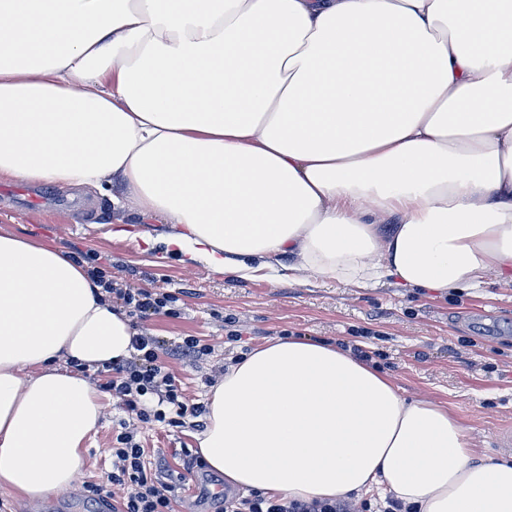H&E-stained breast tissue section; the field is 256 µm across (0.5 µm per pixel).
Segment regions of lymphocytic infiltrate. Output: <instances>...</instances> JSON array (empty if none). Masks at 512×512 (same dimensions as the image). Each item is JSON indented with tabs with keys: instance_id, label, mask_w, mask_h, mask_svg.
Wrapping results in <instances>:
<instances>
[{
	"instance_id": "1",
	"label": "lymphocytic infiltrate",
	"mask_w": 512,
	"mask_h": 512,
	"mask_svg": "<svg viewBox=\"0 0 512 512\" xmlns=\"http://www.w3.org/2000/svg\"><path fill=\"white\" fill-rule=\"evenodd\" d=\"M88 272L111 294L113 304L124 309L132 327L137 330L132 339L134 351L131 356L105 370L104 386L119 399L123 412L112 448L117 465L111 476L112 484L121 487L123 494L113 501L112 512H171L177 486L184 482L187 472L199 467L200 462L185 457L183 471L178 474L169 469L164 455L147 461L138 427L149 423L179 427L185 417L203 415V407L187 403L163 359L169 356L192 360L203 354L205 347L193 336L180 343H169L140 331L141 321L162 313L176 302L175 294L115 287L108 266L97 261L91 263ZM224 512H356V507L348 498L288 501L255 492L247 497H225Z\"/></svg>"
}]
</instances>
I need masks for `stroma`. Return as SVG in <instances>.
<instances>
[{
	"instance_id": "obj_1",
	"label": "stroma",
	"mask_w": 512,
	"mask_h": 512,
	"mask_svg": "<svg viewBox=\"0 0 512 512\" xmlns=\"http://www.w3.org/2000/svg\"><path fill=\"white\" fill-rule=\"evenodd\" d=\"M111 227L112 204L95 190L0 184V232L100 256L113 279L129 287L178 292L177 315H155L143 326L171 342L196 336L208 344L198 360L167 363L188 404H205L229 360L275 337L304 336L361 347L409 395L448 403L481 455L512 453L496 445L500 432L512 430V286L442 297L390 285L313 287L285 277L242 281L201 264L184 266L159 247L140 253L130 242L111 239ZM121 414L119 403L110 402L88 443L90 466L74 490L30 503L0 488V512H102V502L88 498L84 486L111 489L113 429ZM196 431L190 420L180 428L156 425L144 429L142 440L176 468L184 452L194 451ZM189 480L199 494L188 507L186 492H179L173 512H216L213 495L225 493L223 475L204 466Z\"/></svg>"
}]
</instances>
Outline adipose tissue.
Segmentation results:
<instances>
[{
  "label": "adipose tissue",
  "mask_w": 512,
  "mask_h": 512,
  "mask_svg": "<svg viewBox=\"0 0 512 512\" xmlns=\"http://www.w3.org/2000/svg\"><path fill=\"white\" fill-rule=\"evenodd\" d=\"M1 181L93 187L110 237L241 280L512 284V0H0ZM133 334L69 253L0 233V488L73 487L85 373ZM195 440L234 488L512 512V460L334 344L227 365Z\"/></svg>",
  "instance_id": "1"
}]
</instances>
